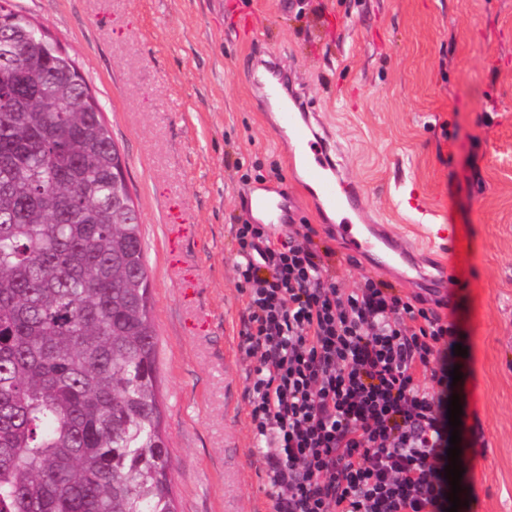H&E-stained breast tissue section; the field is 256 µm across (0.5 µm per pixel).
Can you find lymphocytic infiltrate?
Returning <instances> with one entry per match:
<instances>
[{
    "mask_svg": "<svg viewBox=\"0 0 512 512\" xmlns=\"http://www.w3.org/2000/svg\"><path fill=\"white\" fill-rule=\"evenodd\" d=\"M233 233L256 361L250 426L273 512H446L455 324L368 276L342 290L313 227Z\"/></svg>",
    "mask_w": 512,
    "mask_h": 512,
    "instance_id": "obj_1",
    "label": "lymphocytic infiltrate"
}]
</instances>
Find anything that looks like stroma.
I'll list each match as a JSON object with an SVG mask.
<instances>
[{"label": "stroma", "mask_w": 512, "mask_h": 512, "mask_svg": "<svg viewBox=\"0 0 512 512\" xmlns=\"http://www.w3.org/2000/svg\"><path fill=\"white\" fill-rule=\"evenodd\" d=\"M79 66L122 154L157 332L177 512H272L245 398L233 225L288 192L339 287L373 276L434 303L418 272L324 233L254 63L276 56L343 146L365 221L458 283L438 314L467 354L457 512H512V0H12ZM242 168H235V161ZM450 231L449 246L430 235Z\"/></svg>", "instance_id": "stroma-1"}]
</instances>
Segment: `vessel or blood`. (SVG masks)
Wrapping results in <instances>:
<instances>
[{
    "label": "vessel or blood",
    "instance_id": "vessel-or-blood-1",
    "mask_svg": "<svg viewBox=\"0 0 512 512\" xmlns=\"http://www.w3.org/2000/svg\"><path fill=\"white\" fill-rule=\"evenodd\" d=\"M264 69V78L258 83L259 92L266 101L279 103L278 125L293 134L305 160V173L317 187L320 207L342 214L340 222L333 225V232L353 250L368 254L378 264L396 261L401 257L402 250L392 237L382 234L377 228L366 229L353 223V214L363 209L360 189L345 182L341 169L329 154L326 138L314 134L305 102L299 99L286 102L288 76L281 62L277 58H270L265 61ZM251 209L269 224L288 221L287 205L280 194H256L251 201Z\"/></svg>",
    "mask_w": 512,
    "mask_h": 512
}]
</instances>
